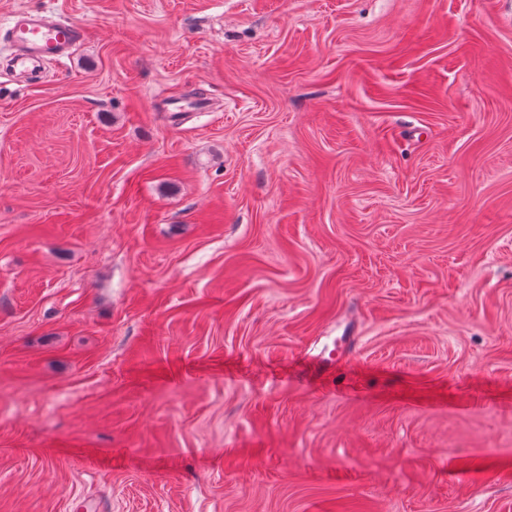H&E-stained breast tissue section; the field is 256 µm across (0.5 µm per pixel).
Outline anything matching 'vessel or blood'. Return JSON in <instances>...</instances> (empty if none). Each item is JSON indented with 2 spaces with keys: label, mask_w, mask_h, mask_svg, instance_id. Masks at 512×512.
<instances>
[{
  "label": "vessel or blood",
  "mask_w": 512,
  "mask_h": 512,
  "mask_svg": "<svg viewBox=\"0 0 512 512\" xmlns=\"http://www.w3.org/2000/svg\"><path fill=\"white\" fill-rule=\"evenodd\" d=\"M81 35V27L74 23H51L37 11L20 14L10 28V38L17 49L14 64L29 69L47 59L67 58Z\"/></svg>",
  "instance_id": "obj_1"
}]
</instances>
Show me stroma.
Returning a JSON list of instances; mask_svg holds the SVG:
<instances>
[{
  "label": "stroma",
  "mask_w": 512,
  "mask_h": 512,
  "mask_svg": "<svg viewBox=\"0 0 512 512\" xmlns=\"http://www.w3.org/2000/svg\"><path fill=\"white\" fill-rule=\"evenodd\" d=\"M0 512H512V0H0ZM82 36V28L72 22H48L41 12H27L15 17L10 38L17 48L14 65L29 69L45 59L69 58L71 49Z\"/></svg>",
  "instance_id": "35a3bbf8"
}]
</instances>
